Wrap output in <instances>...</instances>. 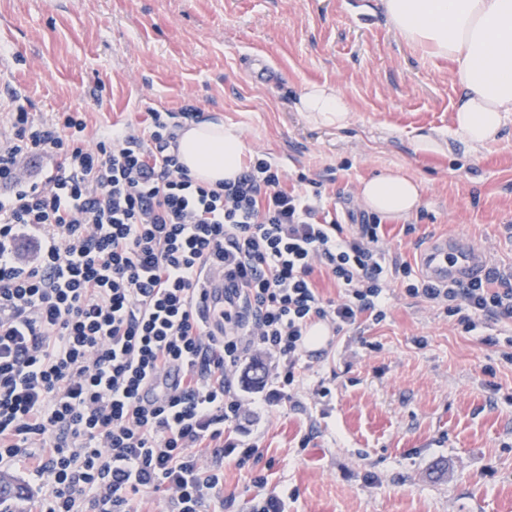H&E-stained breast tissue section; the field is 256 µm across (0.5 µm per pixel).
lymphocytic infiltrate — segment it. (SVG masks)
<instances>
[{
	"label": "lymphocytic infiltrate",
	"instance_id": "obj_1",
	"mask_svg": "<svg viewBox=\"0 0 512 512\" xmlns=\"http://www.w3.org/2000/svg\"><path fill=\"white\" fill-rule=\"evenodd\" d=\"M0 113V466L45 478L40 512H139L146 490L173 512H224L225 461L258 451L224 437L243 406L227 371L255 350L276 358L264 403L279 405L307 323L382 322L393 283L464 331L479 316L512 323L511 269L438 284L386 264L377 225L343 236L320 190L283 189L266 155L236 180H194L177 158L193 106L149 110L144 127L92 145L85 113L37 118L17 96ZM42 158L50 168L31 178L27 164ZM23 239L37 246L29 264L16 254ZM318 270L340 301L319 295ZM211 274L233 295L219 336L197 310ZM174 366L182 388L145 401Z\"/></svg>",
	"mask_w": 512,
	"mask_h": 512
}]
</instances>
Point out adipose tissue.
<instances>
[{"label": "adipose tissue", "instance_id": "1", "mask_svg": "<svg viewBox=\"0 0 512 512\" xmlns=\"http://www.w3.org/2000/svg\"><path fill=\"white\" fill-rule=\"evenodd\" d=\"M378 6L400 38L454 63L460 87L454 121L469 149L492 142L512 112V0H378ZM293 109L336 128L346 127L352 112L345 95L327 83L305 84ZM244 151L239 128L207 120L181 131L178 161L212 186L235 180ZM359 200L366 210L405 220L420 205L421 186L389 170L364 181Z\"/></svg>", "mask_w": 512, "mask_h": 512}]
</instances>
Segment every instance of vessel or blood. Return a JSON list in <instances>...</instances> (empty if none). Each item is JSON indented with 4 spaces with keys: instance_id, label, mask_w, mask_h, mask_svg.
Masks as SVG:
<instances>
[{
    "instance_id": "obj_1",
    "label": "vessel or blood",
    "mask_w": 512,
    "mask_h": 512,
    "mask_svg": "<svg viewBox=\"0 0 512 512\" xmlns=\"http://www.w3.org/2000/svg\"><path fill=\"white\" fill-rule=\"evenodd\" d=\"M421 265L425 275L444 283L467 281L484 275L486 258L472 242L459 237L435 239L421 249ZM205 310L208 326L214 331L224 329V278L211 275L205 281Z\"/></svg>"
}]
</instances>
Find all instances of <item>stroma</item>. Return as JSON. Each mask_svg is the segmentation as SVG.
I'll return each instance as SVG.
<instances>
[{
    "label": "stroma",
    "instance_id": "1",
    "mask_svg": "<svg viewBox=\"0 0 512 512\" xmlns=\"http://www.w3.org/2000/svg\"><path fill=\"white\" fill-rule=\"evenodd\" d=\"M282 73L265 87L254 54ZM349 99L342 129L295 112L303 85ZM37 117L85 112L88 137L139 126L148 109L241 129L246 157L280 167L285 187L319 184L346 233L380 227L385 259L420 268L419 246L460 235L512 267V115L477 152L456 133L452 65L405 43L376 0H0V99ZM442 148L420 151L419 133ZM402 169L423 185L409 221L365 212L362 180ZM387 317L335 335L302 358L289 400L261 401L275 358L255 353L227 383L245 405L232 435L258 456L224 466V512L276 495L286 512H512V327L478 317L471 332L401 285Z\"/></svg>",
    "mask_w": 512,
    "mask_h": 512
}]
</instances>
